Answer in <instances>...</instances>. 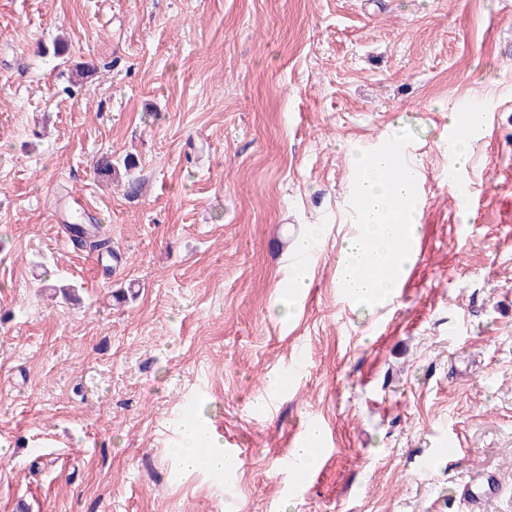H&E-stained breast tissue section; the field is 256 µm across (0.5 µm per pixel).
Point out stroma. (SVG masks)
Here are the masks:
<instances>
[{
  "mask_svg": "<svg viewBox=\"0 0 512 512\" xmlns=\"http://www.w3.org/2000/svg\"><path fill=\"white\" fill-rule=\"evenodd\" d=\"M407 129L420 235L374 310L336 260L357 152ZM77 211L118 264L72 246ZM188 416L238 448L232 486L179 468ZM313 419L334 453L295 491ZM479 469L512 512V0H0V512H466Z\"/></svg>",
  "mask_w": 512,
  "mask_h": 512,
  "instance_id": "1",
  "label": "stroma"
}]
</instances>
